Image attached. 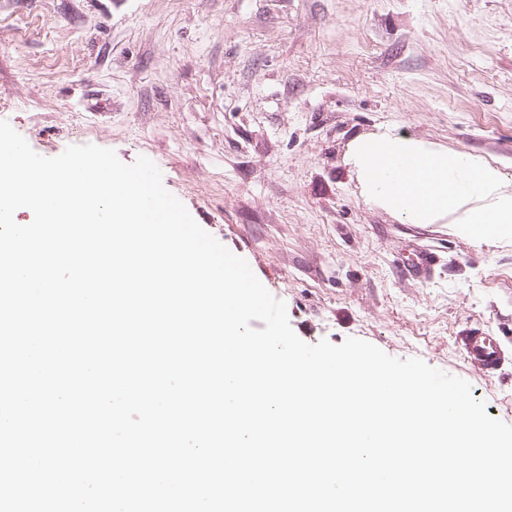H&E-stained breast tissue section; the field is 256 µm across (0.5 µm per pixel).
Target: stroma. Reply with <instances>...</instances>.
<instances>
[{
  "mask_svg": "<svg viewBox=\"0 0 512 512\" xmlns=\"http://www.w3.org/2000/svg\"><path fill=\"white\" fill-rule=\"evenodd\" d=\"M0 119L45 157H148L300 339L421 359L512 425V361L483 379L454 342L512 340V241L377 207L349 161L387 131L512 181V0H0ZM436 265V256L434 253L425 249H415L408 254L407 265L410 273L426 278Z\"/></svg>",
  "mask_w": 512,
  "mask_h": 512,
  "instance_id": "obj_1",
  "label": "stroma"
}]
</instances>
